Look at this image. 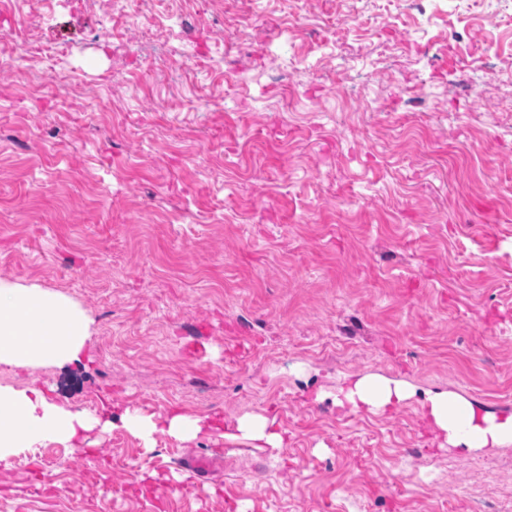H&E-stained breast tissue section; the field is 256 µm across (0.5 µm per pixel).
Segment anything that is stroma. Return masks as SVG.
I'll list each match as a JSON object with an SVG mask.
<instances>
[{"instance_id":"stroma-1","label":"stroma","mask_w":512,"mask_h":512,"mask_svg":"<svg viewBox=\"0 0 512 512\" xmlns=\"http://www.w3.org/2000/svg\"><path fill=\"white\" fill-rule=\"evenodd\" d=\"M142 9L0 0V49L69 48L61 89L0 65V279L93 321L87 361L0 383L88 413L264 414L288 449L48 441L0 463V512H512V444L439 449L414 399L334 403L376 374L512 412V0ZM199 455L206 485L180 466Z\"/></svg>"}]
</instances>
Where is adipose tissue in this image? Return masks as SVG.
<instances>
[{"mask_svg": "<svg viewBox=\"0 0 512 512\" xmlns=\"http://www.w3.org/2000/svg\"><path fill=\"white\" fill-rule=\"evenodd\" d=\"M91 326L86 312L65 296L0 279V370L79 362L92 335ZM413 398L419 399L422 421L439 448L488 451L512 443V413L489 410L449 391L419 396L399 382L366 374L346 377L335 402L351 413L383 414ZM118 425L148 445L158 432L182 442L202 433H225L221 421L177 411L158 418L121 412L108 404L99 415L91 416L48 399L36 386L0 385L1 462L48 440L72 443L93 429L107 432ZM230 435L257 448L288 445L287 431L275 429L262 414L238 419Z\"/></svg>", "mask_w": 512, "mask_h": 512, "instance_id": "1", "label": "adipose tissue"}]
</instances>
